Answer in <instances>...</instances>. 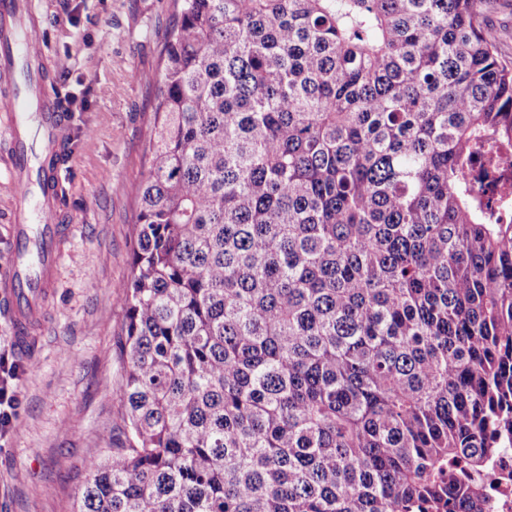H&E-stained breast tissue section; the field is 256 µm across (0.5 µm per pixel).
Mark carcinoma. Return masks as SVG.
<instances>
[{"label":"carcinoma","mask_w":512,"mask_h":512,"mask_svg":"<svg viewBox=\"0 0 512 512\" xmlns=\"http://www.w3.org/2000/svg\"><path fill=\"white\" fill-rule=\"evenodd\" d=\"M497 0H173L74 512H491L512 440Z\"/></svg>","instance_id":"carcinoma-1"}]
</instances>
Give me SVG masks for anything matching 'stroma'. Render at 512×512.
<instances>
[{
    "label": "stroma",
    "instance_id": "stroma-1",
    "mask_svg": "<svg viewBox=\"0 0 512 512\" xmlns=\"http://www.w3.org/2000/svg\"><path fill=\"white\" fill-rule=\"evenodd\" d=\"M43 26L60 102L69 103V162L58 198L69 232L56 284L20 378L18 419L0 442V512H72L86 462L119 442L122 373L115 297L131 272L132 190L145 171L147 123L158 89L172 0H26ZM20 188L0 133V267L13 250Z\"/></svg>",
    "mask_w": 512,
    "mask_h": 512
}]
</instances>
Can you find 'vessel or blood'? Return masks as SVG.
I'll use <instances>...</instances> for the list:
<instances>
[{"label":"vessel or blood","mask_w":512,"mask_h":512,"mask_svg":"<svg viewBox=\"0 0 512 512\" xmlns=\"http://www.w3.org/2000/svg\"><path fill=\"white\" fill-rule=\"evenodd\" d=\"M41 42L38 22L23 0H0V70L27 72L7 101L5 131L15 145L12 176L23 202L13 229L12 259L0 270V316L11 328L17 355L26 361L36 348L33 331L44 318L65 232L50 184L60 176L54 161L64 153L68 115L37 73L45 56Z\"/></svg>","instance_id":"obj_1"}]
</instances>
